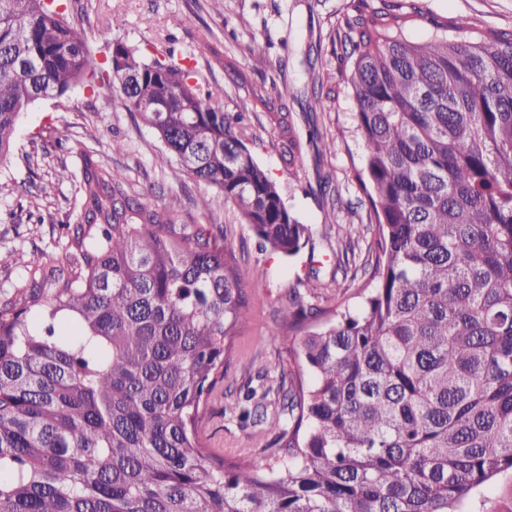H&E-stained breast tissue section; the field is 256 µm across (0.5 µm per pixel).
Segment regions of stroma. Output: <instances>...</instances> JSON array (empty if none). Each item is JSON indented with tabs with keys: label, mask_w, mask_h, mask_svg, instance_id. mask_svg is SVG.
I'll return each instance as SVG.
<instances>
[{
	"label": "stroma",
	"mask_w": 512,
	"mask_h": 512,
	"mask_svg": "<svg viewBox=\"0 0 512 512\" xmlns=\"http://www.w3.org/2000/svg\"><path fill=\"white\" fill-rule=\"evenodd\" d=\"M417 14L404 31L408 40L422 42L434 29L432 19L467 17L469 37L479 32L512 29V0H405ZM352 0H68V10L83 25L95 63H103L108 50L99 40L100 30L134 48L174 50L193 57L199 82L223 92L224 109L236 111L243 100L259 95L281 97L301 133H308L305 114L313 101L310 71L321 76L323 90L336 94L334 108L318 115L325 139L333 151L317 153L306 148L300 161L288 164L277 149L266 109L256 106L247 124L254 140L247 146L253 157L277 181L287 207L313 228V251L284 257L262 251L248 225L242 224L233 204L218 188L191 179L173 182L159 160L161 145L155 133L134 121L116 102L112 86L79 90L68 100L47 98L36 103L21 119L15 152L0 165V252L13 249L33 253L53 249L59 225L74 222L75 187L58 182L60 164L76 167L70 146L81 144L112 167L128 174L136 192L162 204L177 201L183 224H228L236 254L266 273V290L245 335L266 365L276 363L273 313L288 292L298 287L308 272L309 258L321 261V276L330 279V242L324 236L328 213L340 224L360 231L361 250L375 247L377 231L370 222V205L355 179L364 144L355 136L356 104L345 79L352 64L341 42ZM268 57L260 71L252 67L254 55ZM46 148L45 157L30 165L24 159L34 147ZM329 173L340 194L338 202L323 200L318 172ZM212 201L210 211H200L199 196ZM470 512H512V475H501L482 487L469 503Z\"/></svg>",
	"instance_id": "stroma-1"
}]
</instances>
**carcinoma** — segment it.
Instances as JSON below:
<instances>
[{
	"instance_id": "carcinoma-1",
	"label": "carcinoma",
	"mask_w": 512,
	"mask_h": 512,
	"mask_svg": "<svg viewBox=\"0 0 512 512\" xmlns=\"http://www.w3.org/2000/svg\"><path fill=\"white\" fill-rule=\"evenodd\" d=\"M407 22L364 0L346 21L378 231L361 302L312 270L278 310L288 365L257 388L226 381L231 357L254 364L265 288L231 227L179 223L92 151L60 164L76 224L53 253H0L26 267L0 292V512H464L512 473V30L466 41L455 18L414 43ZM100 39L120 51L105 70L64 0H0V163L30 106L110 80L173 180L217 187L274 252L312 243L246 145L248 101L226 112L190 57ZM334 102L309 107L305 142L268 113L288 163ZM220 402L260 427L261 457L210 447Z\"/></svg>"
}]
</instances>
